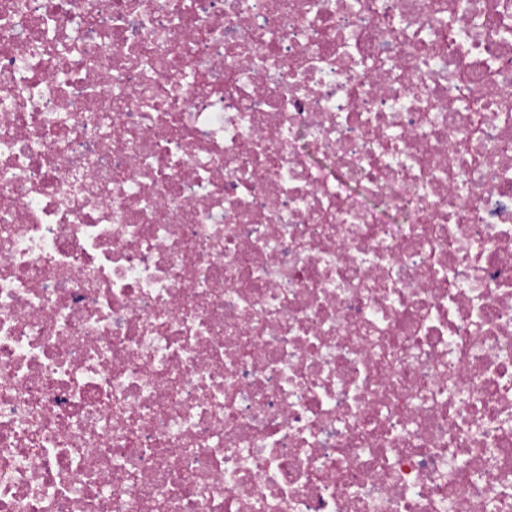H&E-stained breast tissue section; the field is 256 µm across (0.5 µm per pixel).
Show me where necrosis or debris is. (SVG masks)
Instances as JSON below:
<instances>
[{
  "label": "necrosis or debris",
  "instance_id": "obj_1",
  "mask_svg": "<svg viewBox=\"0 0 512 512\" xmlns=\"http://www.w3.org/2000/svg\"><path fill=\"white\" fill-rule=\"evenodd\" d=\"M0 512H512V0H0Z\"/></svg>",
  "mask_w": 512,
  "mask_h": 512
}]
</instances>
